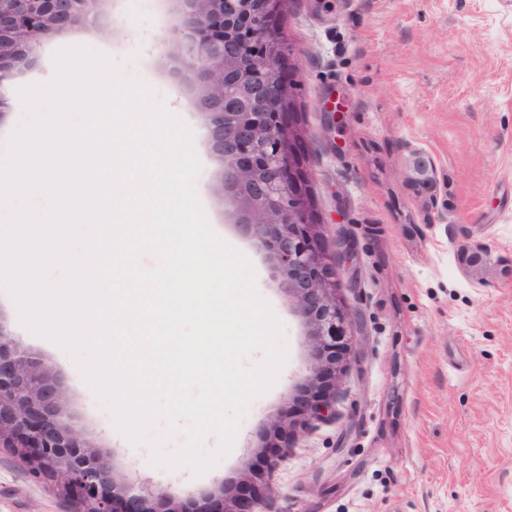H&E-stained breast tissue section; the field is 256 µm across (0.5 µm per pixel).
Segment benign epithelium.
<instances>
[{
    "instance_id": "benign-epithelium-1",
    "label": "benign epithelium",
    "mask_w": 512,
    "mask_h": 512,
    "mask_svg": "<svg viewBox=\"0 0 512 512\" xmlns=\"http://www.w3.org/2000/svg\"><path fill=\"white\" fill-rule=\"evenodd\" d=\"M105 0H0V83L26 68L43 44L93 17L115 33ZM179 9L163 40L195 85V113L219 161L217 188L232 223L281 274L279 287L305 328L309 363L288 415L260 429L265 465L234 486L180 500L165 488L136 490L116 480L111 457L73 425L67 394L50 367L22 349L0 316V447L24 460L37 479L55 482L77 512H259L272 500L269 473L291 451L289 432L335 418L339 383L356 357V314L337 297V240L319 244L289 120L293 87L278 67L270 21L279 0H175Z\"/></svg>"
}]
</instances>
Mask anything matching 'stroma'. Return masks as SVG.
Listing matches in <instances>:
<instances>
[{
    "instance_id": "stroma-1",
    "label": "stroma",
    "mask_w": 512,
    "mask_h": 512,
    "mask_svg": "<svg viewBox=\"0 0 512 512\" xmlns=\"http://www.w3.org/2000/svg\"><path fill=\"white\" fill-rule=\"evenodd\" d=\"M118 30L75 26L0 87L50 83L55 54L94 47L149 84L193 132L196 190L212 229L251 262L259 295L284 324L287 360L250 405L229 452L203 474L152 462L85 381L71 355L21 321L0 285V316L65 383L68 410L110 449L116 476L197 497L257 461L259 431L292 405L308 341L265 256L241 236L216 191L220 169L192 91L169 75L160 40L175 0H156L142 30L126 0H107ZM273 26L295 88L311 215L320 243L348 237L343 278L362 318L358 357L336 418L292 435L271 475L277 512H512V0H283ZM342 101L336 115L331 104ZM434 166L422 173L418 160ZM483 247L479 263L465 252ZM0 512H74L0 447Z\"/></svg>"
}]
</instances>
